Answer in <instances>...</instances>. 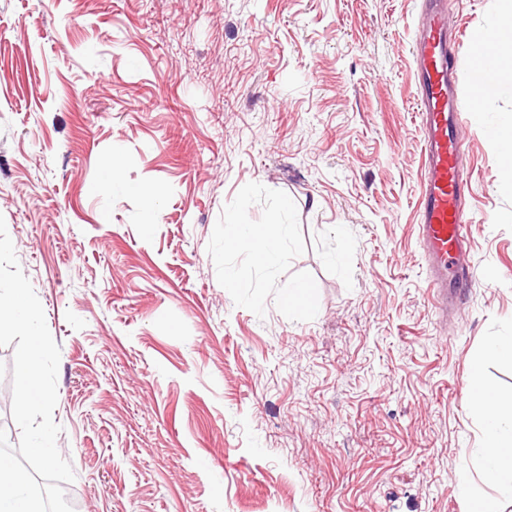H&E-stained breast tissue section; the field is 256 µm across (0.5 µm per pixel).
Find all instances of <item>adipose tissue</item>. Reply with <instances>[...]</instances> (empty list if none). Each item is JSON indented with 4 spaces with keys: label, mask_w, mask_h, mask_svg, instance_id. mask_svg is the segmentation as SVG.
Wrapping results in <instances>:
<instances>
[{
    "label": "adipose tissue",
    "mask_w": 512,
    "mask_h": 512,
    "mask_svg": "<svg viewBox=\"0 0 512 512\" xmlns=\"http://www.w3.org/2000/svg\"><path fill=\"white\" fill-rule=\"evenodd\" d=\"M499 21L495 28L502 39V53L491 85L482 96L512 84V0H498ZM470 407L485 416V430L479 449L483 459L481 480L493 486V497L473 494L467 512H501L502 500L512 501V399L506 400L483 379V365L474 362L466 385Z\"/></svg>",
    "instance_id": "adipose-tissue-1"
}]
</instances>
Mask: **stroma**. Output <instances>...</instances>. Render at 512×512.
<instances>
[{"instance_id": "stroma-1", "label": "stroma", "mask_w": 512, "mask_h": 512, "mask_svg": "<svg viewBox=\"0 0 512 512\" xmlns=\"http://www.w3.org/2000/svg\"><path fill=\"white\" fill-rule=\"evenodd\" d=\"M447 2L464 40L497 23L496 0ZM420 3L0 0V216L61 350L74 512H465V387L512 335V183L486 134L512 91L475 101L452 54L475 283L444 315L418 240ZM250 182L296 205L313 320L217 281L207 246Z\"/></svg>"}]
</instances>
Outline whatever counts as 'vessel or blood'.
I'll return each mask as SVG.
<instances>
[{"instance_id":"vessel-or-blood-1","label":"vessel or blood","mask_w":512,"mask_h":512,"mask_svg":"<svg viewBox=\"0 0 512 512\" xmlns=\"http://www.w3.org/2000/svg\"><path fill=\"white\" fill-rule=\"evenodd\" d=\"M451 35L446 0H423L415 43L422 155L418 235L428 261L429 285L443 311L459 290L473 285L471 219L461 189L464 119L457 104L456 78L448 68Z\"/></svg>"}]
</instances>
